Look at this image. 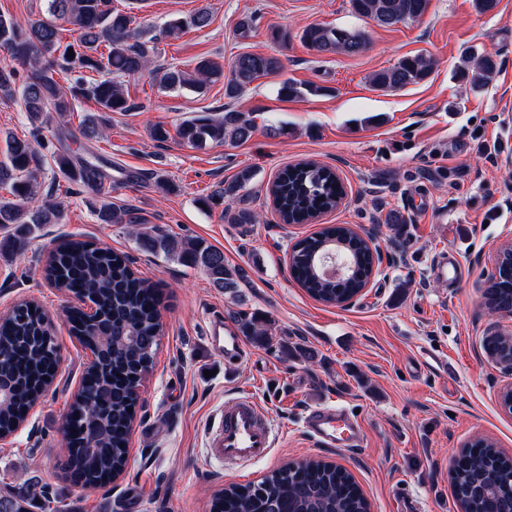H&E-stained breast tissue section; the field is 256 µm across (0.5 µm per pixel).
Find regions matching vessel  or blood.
I'll return each instance as SVG.
<instances>
[{
	"label": "vessel or blood",
	"mask_w": 512,
	"mask_h": 512,
	"mask_svg": "<svg viewBox=\"0 0 512 512\" xmlns=\"http://www.w3.org/2000/svg\"><path fill=\"white\" fill-rule=\"evenodd\" d=\"M209 335L212 342L222 343L226 361L240 358L243 340L235 331L225 330L223 321H212ZM303 425L315 440L330 448H357L364 439L358 419L339 406L310 408ZM274 443L275 433L258 403L241 395L225 401L209 432L207 448L210 459L241 471L268 457Z\"/></svg>",
	"instance_id": "obj_1"
}]
</instances>
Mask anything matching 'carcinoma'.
Here are the masks:
<instances>
[{"mask_svg":"<svg viewBox=\"0 0 512 512\" xmlns=\"http://www.w3.org/2000/svg\"><path fill=\"white\" fill-rule=\"evenodd\" d=\"M353 12L382 27L415 21L429 6V0H350ZM70 26L73 41L60 46L61 25ZM134 17L111 7V0H48V17L23 26L0 15V49L18 63L30 67L25 80H20L14 66H0V99L20 98L32 125L30 138L6 136L4 158L0 160V184L9 187L10 196H0V229L8 232L9 254L22 251L25 242L43 226L58 224L63 218L61 204L49 200L35 201L34 187L41 158L34 146L38 141L46 115L73 111L79 100L94 102L98 111L128 112L132 105L118 79L137 76L152 63L155 46L141 40L133 27ZM210 24V15L200 9L188 18L173 20L164 35L179 37L190 29ZM302 41L317 53L356 55L365 47L361 33L312 24L305 27ZM77 67L98 75L90 81L80 80L65 87L57 76ZM282 60L269 54L241 53L231 64V77L224 83V97L239 98L254 81L281 72ZM433 64L422 55L407 56L394 66L376 72L373 86L400 90L424 81ZM496 62L489 55L474 59L472 69L464 72L469 85L478 90L489 84ZM159 84L166 89L190 88L205 91L224 78V68L210 59H202L191 70L177 66L155 70ZM322 88L313 84L285 81L279 93L288 98L318 94ZM106 125L102 117H90L81 125L87 140L97 137ZM255 131L250 116L226 107L215 116L186 119L176 128V136L184 143L202 148L209 143L239 144L248 141ZM59 171L69 180L94 186L101 180L98 166L87 163L74 167L65 155L57 157ZM254 178V171L243 169L218 191L231 201ZM270 196L280 221L303 224L322 212L332 211L344 195L336 173L316 162L307 161L283 169L272 182ZM102 224L125 223L133 226L138 246L154 255L176 261L187 267L205 271L213 286L237 292L238 281L244 279L242 269L230 267L224 253L200 239L178 238L165 230L143 222L134 213L117 208L103 199L96 208ZM230 224H254L252 210L241 207L225 210ZM350 235L360 254L363 269H369L372 255L364 239L352 233L346 224L328 227L296 241L291 247L290 269L295 279L313 298L340 306L364 286L359 280L342 288L336 283L315 277L309 258L333 235ZM46 278L68 292L94 295L97 310L104 320L112 322L116 336L112 360L101 364L94 373L98 388L112 390L116 402L105 404L99 416L96 447L107 452L87 450L82 416V399L74 397L68 417L74 434V449L68 458L70 469L87 485H97L116 473L124 472L128 453V435L137 407L133 385L152 368L163 330L158 310L156 289L137 277L126 259L109 249L73 241L58 247L45 268ZM485 299L492 309L512 308V266L500 270L486 289ZM240 330L246 337L262 343L272 341L268 329L245 312L238 313ZM138 332L134 344L122 341L127 330ZM72 332L80 342L92 347L96 333L82 327L81 313L73 315ZM54 340L43 335L42 317L38 312H25L0 321V351L4 353L8 394L0 398V432L10 433L26 417L37 401L38 392L49 386L52 378L50 354ZM462 463L452 473V483L461 512H484L480 493L490 472L499 474L498 492L504 501L512 500V464L503 459L493 445L478 451L461 452ZM293 502L295 512H368L369 503L352 475L320 459L292 463L266 476L258 483L231 485L224 494L213 499L212 512H279ZM0 512H31L27 498L0 488Z\"/></svg>","mask_w":512,"mask_h":512,"instance_id":"1","label":"carcinoma"}]
</instances>
